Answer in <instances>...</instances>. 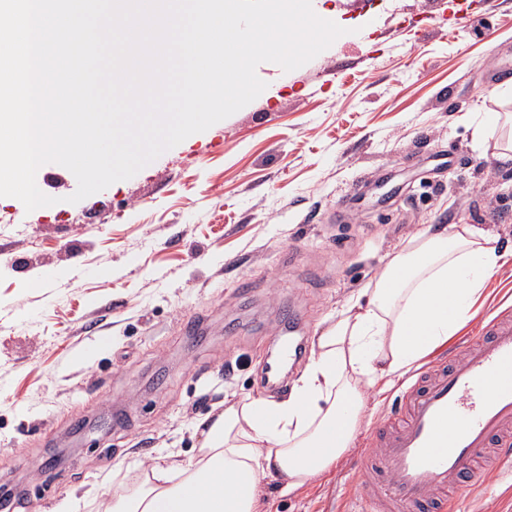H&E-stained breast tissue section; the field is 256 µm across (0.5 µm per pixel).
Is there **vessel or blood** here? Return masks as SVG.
<instances>
[{
  "mask_svg": "<svg viewBox=\"0 0 512 512\" xmlns=\"http://www.w3.org/2000/svg\"><path fill=\"white\" fill-rule=\"evenodd\" d=\"M299 344L281 339L263 378L279 387ZM378 479L361 491L366 512H455L456 495L512 469V310L485 319L412 373L371 427L360 458Z\"/></svg>",
  "mask_w": 512,
  "mask_h": 512,
  "instance_id": "obj_1",
  "label": "vessel or blood"
}]
</instances>
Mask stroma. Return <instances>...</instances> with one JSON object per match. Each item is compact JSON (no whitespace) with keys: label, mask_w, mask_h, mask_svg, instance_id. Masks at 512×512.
<instances>
[{"label":"stroma","mask_w":512,"mask_h":512,"mask_svg":"<svg viewBox=\"0 0 512 512\" xmlns=\"http://www.w3.org/2000/svg\"><path fill=\"white\" fill-rule=\"evenodd\" d=\"M346 28L266 89L134 177L71 204L74 175L36 181L55 205L0 197V485L22 512H76L135 487L150 459L201 447L198 425L268 397L260 375L296 306L315 343L426 228L492 231L506 262L476 334L512 306L508 111L490 63L512 61V0H333ZM402 378L368 390L349 448L298 489L266 482L263 512H353L360 454ZM458 512H512V474L462 492Z\"/></svg>","instance_id":"35a3bbf8"}]
</instances>
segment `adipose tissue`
Here are the masks:
<instances>
[{"label":"adipose tissue","instance_id":"adipose-tissue-1","mask_svg":"<svg viewBox=\"0 0 512 512\" xmlns=\"http://www.w3.org/2000/svg\"><path fill=\"white\" fill-rule=\"evenodd\" d=\"M489 231L457 224L422 232L386 265L367 305L342 310L274 413L259 397L229 405L178 465L150 461L139 484L103 512H261L265 479L300 488L350 447L366 389L404 374L473 315L503 252Z\"/></svg>","mask_w":512,"mask_h":512}]
</instances>
